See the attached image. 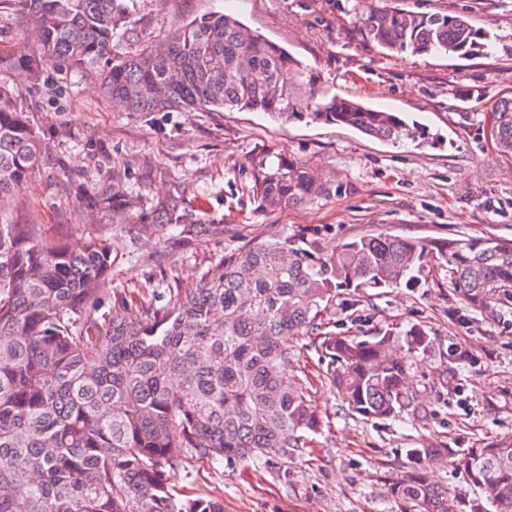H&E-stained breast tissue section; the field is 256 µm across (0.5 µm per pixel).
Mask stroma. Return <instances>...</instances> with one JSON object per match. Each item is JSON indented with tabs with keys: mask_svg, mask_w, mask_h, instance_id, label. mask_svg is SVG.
<instances>
[{
	"mask_svg": "<svg viewBox=\"0 0 512 512\" xmlns=\"http://www.w3.org/2000/svg\"><path fill=\"white\" fill-rule=\"evenodd\" d=\"M385 0H135L130 36L113 41L121 58L136 43L160 45L189 20L237 14L252 30L311 67L328 93L403 113L413 137L397 144L306 119L259 112H130L112 106L94 74L13 65L34 48L29 17L0 9V83L16 95L46 146L14 197V221L36 224L66 244L111 242L104 283L118 313L167 304L253 238L306 229L325 250L368 233L421 240H512V153L493 135L496 109L512 101V0H398L413 12L468 15L490 35L472 56H391L371 44L360 17ZM267 147L306 167L325 194L272 209L252 193V155ZM178 206L179 223L158 218ZM321 334L290 338V370L307 377L320 418L301 452L265 461L190 459L171 470L176 492L205 493L224 512H411L391 495L403 449L465 448L512 434V301L465 311L447 264H430L419 287L340 292ZM425 326L435 341L409 380L427 411L380 422L343 406L328 380L324 334L404 333ZM473 354L448 366L449 344Z\"/></svg>",
	"mask_w": 512,
	"mask_h": 512,
	"instance_id": "stroma-1",
	"label": "stroma"
}]
</instances>
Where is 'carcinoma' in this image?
<instances>
[{"instance_id": "1", "label": "carcinoma", "mask_w": 512, "mask_h": 512, "mask_svg": "<svg viewBox=\"0 0 512 512\" xmlns=\"http://www.w3.org/2000/svg\"><path fill=\"white\" fill-rule=\"evenodd\" d=\"M133 0H19L38 28L33 53L15 65L100 76L106 97L130 112H264L353 128L395 144L409 131L398 112L329 95L319 77L277 44L226 13L187 23L162 51L140 45L112 58ZM367 38L392 55H448L485 47L464 14L373 7ZM494 135L512 150V103ZM45 145L0 84V203L38 169ZM324 192L310 172L255 157L254 193L271 208L308 204ZM444 261L460 304L486 311L512 298V240L424 241L369 233L326 253L309 231L255 239L221 258L219 276L135 314L112 312L101 285L112 245L49 241L35 224L0 210V512H224L208 495L177 498L165 469L189 458L262 460L303 447L319 426L305 382L287 371L285 336L321 328L341 290L420 283L429 258ZM332 381L365 419L400 418L413 404L398 355L429 351L421 325L402 335L324 337ZM447 448L405 449L392 496L413 512H512V436L464 449L467 477L483 498L465 502L428 481L426 461Z\"/></svg>"}]
</instances>
